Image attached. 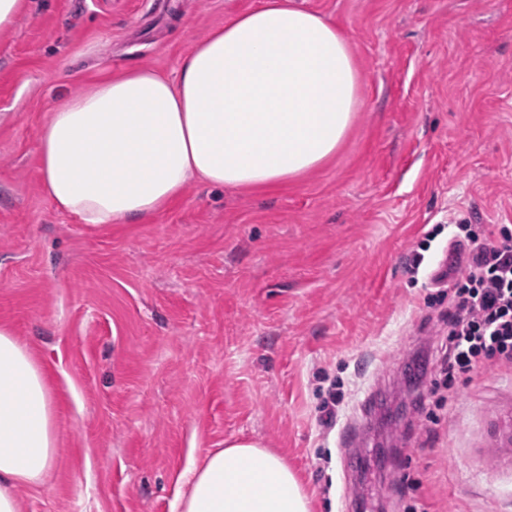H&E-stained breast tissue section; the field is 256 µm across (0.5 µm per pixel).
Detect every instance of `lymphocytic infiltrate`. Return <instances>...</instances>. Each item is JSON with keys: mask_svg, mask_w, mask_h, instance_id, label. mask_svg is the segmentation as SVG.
<instances>
[{"mask_svg": "<svg viewBox=\"0 0 512 512\" xmlns=\"http://www.w3.org/2000/svg\"><path fill=\"white\" fill-rule=\"evenodd\" d=\"M464 264L448 275V332L436 349L435 377L420 404L441 405L460 383L487 367L512 369V227H459Z\"/></svg>", "mask_w": 512, "mask_h": 512, "instance_id": "f902f5d3", "label": "lymphocytic infiltrate"}]
</instances>
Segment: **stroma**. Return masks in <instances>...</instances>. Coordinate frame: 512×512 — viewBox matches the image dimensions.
<instances>
[{
	"label": "stroma",
	"mask_w": 512,
	"mask_h": 512,
	"mask_svg": "<svg viewBox=\"0 0 512 512\" xmlns=\"http://www.w3.org/2000/svg\"><path fill=\"white\" fill-rule=\"evenodd\" d=\"M260 0H26L0 29V326L54 398L55 461L20 512H173L208 450L284 456L314 512H512V371L438 409L431 279L461 224L512 225V0H294L362 77L336 153L288 186L197 182L143 224L96 228L42 188L47 115L106 67L172 74ZM339 427L384 392L357 472ZM340 398L336 395V384L332 385L328 390V397L323 401L320 407V415L318 417L319 425L325 429L330 430L335 427L338 412L336 406L339 404Z\"/></svg>",
	"instance_id": "35a3bbf8"
}]
</instances>
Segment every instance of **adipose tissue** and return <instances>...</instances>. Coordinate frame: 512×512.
Masks as SVG:
<instances>
[{"mask_svg": "<svg viewBox=\"0 0 512 512\" xmlns=\"http://www.w3.org/2000/svg\"><path fill=\"white\" fill-rule=\"evenodd\" d=\"M361 77L334 24L292 0H263L211 31L175 78L128 67L54 108L39 143L42 185L82 223L137 224L196 179L287 185L333 156L358 108ZM42 368L0 327V512L40 486L55 455ZM177 512H312L297 474L252 442L208 452L179 477Z\"/></svg>", "mask_w": 512, "mask_h": 512, "instance_id": "adipose-tissue-1", "label": "adipose tissue"}]
</instances>
